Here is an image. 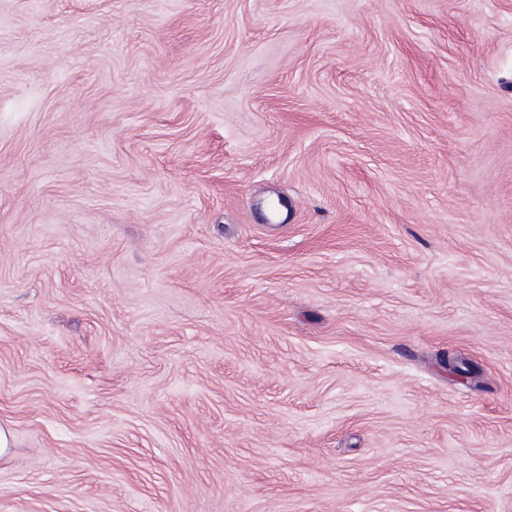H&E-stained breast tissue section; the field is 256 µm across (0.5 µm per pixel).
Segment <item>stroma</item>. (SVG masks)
Listing matches in <instances>:
<instances>
[{"label": "stroma", "instance_id": "stroma-1", "mask_svg": "<svg viewBox=\"0 0 512 512\" xmlns=\"http://www.w3.org/2000/svg\"><path fill=\"white\" fill-rule=\"evenodd\" d=\"M0 512H512V0H0Z\"/></svg>", "mask_w": 512, "mask_h": 512}]
</instances>
